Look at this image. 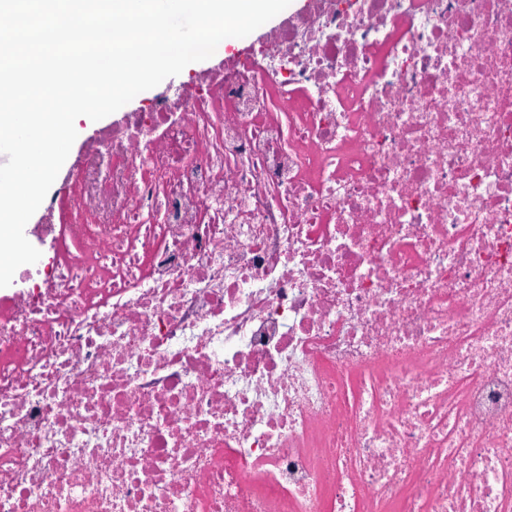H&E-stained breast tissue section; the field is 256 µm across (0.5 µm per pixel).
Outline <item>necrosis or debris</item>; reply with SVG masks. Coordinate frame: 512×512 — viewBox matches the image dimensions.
<instances>
[{
  "instance_id": "4bbe7bcc",
  "label": "necrosis or debris",
  "mask_w": 512,
  "mask_h": 512,
  "mask_svg": "<svg viewBox=\"0 0 512 512\" xmlns=\"http://www.w3.org/2000/svg\"><path fill=\"white\" fill-rule=\"evenodd\" d=\"M35 237L0 512H512V0H309Z\"/></svg>"
}]
</instances>
